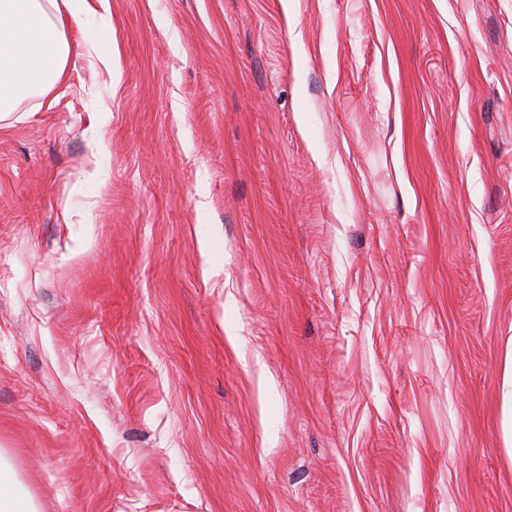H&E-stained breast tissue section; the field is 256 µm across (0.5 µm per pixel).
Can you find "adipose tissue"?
<instances>
[{"label": "adipose tissue", "instance_id": "adipose-tissue-1", "mask_svg": "<svg viewBox=\"0 0 512 512\" xmlns=\"http://www.w3.org/2000/svg\"><path fill=\"white\" fill-rule=\"evenodd\" d=\"M89 0H0V120L26 99L44 98L65 80L67 27L98 48L108 31L91 24Z\"/></svg>", "mask_w": 512, "mask_h": 512}]
</instances>
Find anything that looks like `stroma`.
Masks as SVG:
<instances>
[{"mask_svg":"<svg viewBox=\"0 0 512 512\" xmlns=\"http://www.w3.org/2000/svg\"><path fill=\"white\" fill-rule=\"evenodd\" d=\"M92 21L0 121V454L38 512H512V0Z\"/></svg>","mask_w":512,"mask_h":512,"instance_id":"stroma-1","label":"stroma"}]
</instances>
